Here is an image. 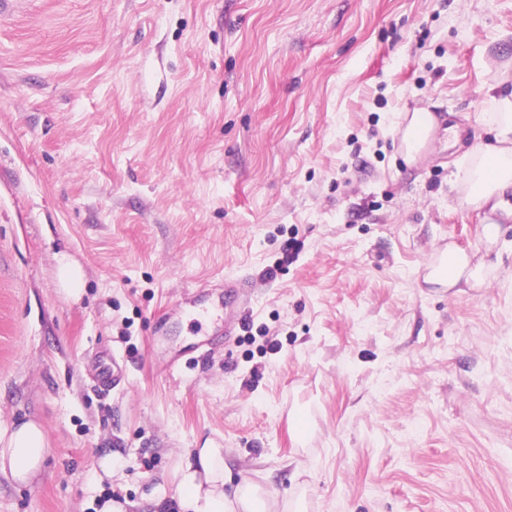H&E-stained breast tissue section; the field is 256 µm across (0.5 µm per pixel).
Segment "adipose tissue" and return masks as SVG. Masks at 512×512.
Returning <instances> with one entry per match:
<instances>
[{"instance_id": "adipose-tissue-1", "label": "adipose tissue", "mask_w": 512, "mask_h": 512, "mask_svg": "<svg viewBox=\"0 0 512 512\" xmlns=\"http://www.w3.org/2000/svg\"><path fill=\"white\" fill-rule=\"evenodd\" d=\"M489 102L494 140L471 151L462 179V199L476 208L491 205L510 216L512 202L505 193L512 189V87L491 84ZM47 454V440L37 421L0 423V474L20 485L31 484L41 474ZM179 472L186 512H253L257 507L242 490L225 493L229 477L222 449L210 444L197 449Z\"/></svg>"}]
</instances>
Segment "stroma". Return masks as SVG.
I'll return each instance as SVG.
<instances>
[{"label": "stroma", "mask_w": 512, "mask_h": 512, "mask_svg": "<svg viewBox=\"0 0 512 512\" xmlns=\"http://www.w3.org/2000/svg\"><path fill=\"white\" fill-rule=\"evenodd\" d=\"M497 81L512 0H17L0 422L50 452L32 485L0 474V512H184L175 472L207 442L225 491L278 512H512V221L487 246L454 186ZM413 107L459 144L406 163ZM441 241L492 261L485 283L423 287ZM58 275L66 294L78 299L83 291L82 272L66 255H61L59 258Z\"/></svg>", "instance_id": "35a3bbf8"}]
</instances>
